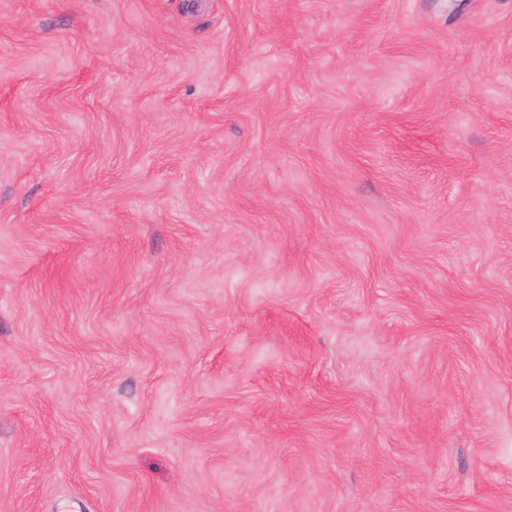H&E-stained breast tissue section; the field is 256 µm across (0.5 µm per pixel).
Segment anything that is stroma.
Wrapping results in <instances>:
<instances>
[{"label": "stroma", "mask_w": 512, "mask_h": 512, "mask_svg": "<svg viewBox=\"0 0 512 512\" xmlns=\"http://www.w3.org/2000/svg\"><path fill=\"white\" fill-rule=\"evenodd\" d=\"M0 512H512V0H0Z\"/></svg>", "instance_id": "obj_1"}]
</instances>
